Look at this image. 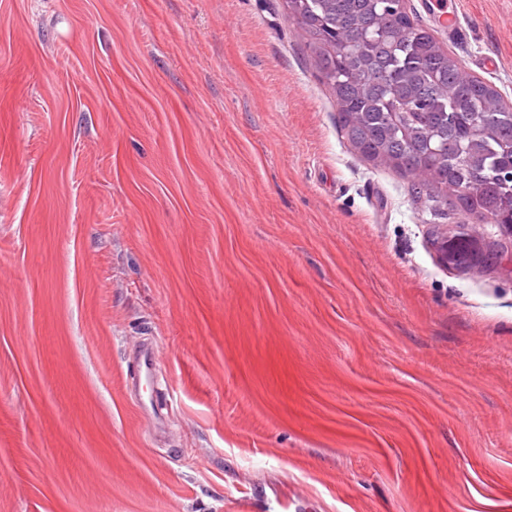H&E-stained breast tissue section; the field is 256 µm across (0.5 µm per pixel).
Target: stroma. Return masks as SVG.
<instances>
[{
  "instance_id": "1",
  "label": "stroma",
  "mask_w": 512,
  "mask_h": 512,
  "mask_svg": "<svg viewBox=\"0 0 512 512\" xmlns=\"http://www.w3.org/2000/svg\"><path fill=\"white\" fill-rule=\"evenodd\" d=\"M408 12L512 103V0ZM447 222L284 0H0V512H512V274ZM471 225L469 224H448L444 226L441 233L443 234L444 240H448V248L456 242L458 239L462 237H466L469 239L470 246L473 245V249L475 253H471L467 257V263L461 265L463 267H470L477 263L478 257H479V247L481 246V240L480 237H482L481 234H475L470 230ZM161 351L154 345H148L140 350L135 361V375L138 381L149 382L154 374L155 367L160 360Z\"/></svg>"
}]
</instances>
